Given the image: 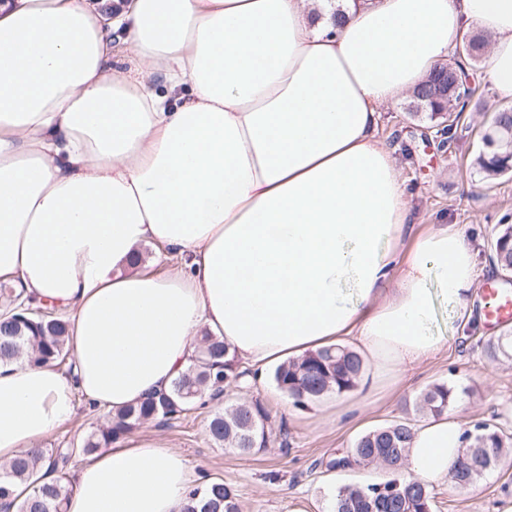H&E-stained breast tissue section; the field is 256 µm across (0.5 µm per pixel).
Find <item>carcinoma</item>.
Listing matches in <instances>:
<instances>
[{
	"mask_svg": "<svg viewBox=\"0 0 512 512\" xmlns=\"http://www.w3.org/2000/svg\"><path fill=\"white\" fill-rule=\"evenodd\" d=\"M484 40H469V50L456 53L453 61L434 69L414 91L409 112L427 113L441 126L439 132L453 139L450 118L466 107L468 94L462 90L464 67L477 61ZM512 126V107L494 114L493 134L496 143L483 145L475 165L488 178L512 171V149L502 140L501 131ZM491 259L506 273H512V224H503L492 241ZM0 302L12 312L13 319L0 323V363L21 359L30 366L62 365L70 355L67 347V323L55 311L42 319L29 310L38 304L24 296V290L0 285ZM493 359L512 356V336H500L487 346ZM363 361L359 353L346 348H326L309 352L276 367L272 381L298 408L320 400L330 392L352 390L361 374ZM244 375L237 370L235 357L224 340L206 336L195 361L173 382L171 391L151 396L116 414L109 426L91 431L77 448H58L52 452L21 454L7 464H0V503L14 512H63L69 493L67 475L74 454L91 455L110 447L139 426L157 421L166 424L198 400L210 393L214 396ZM455 390L445 383L428 388L419 400L420 410L431 415L448 412ZM268 414L258 403L237 405L214 414L208 422L210 438L242 453L262 448L261 433ZM412 435V423L393 421L359 436L350 451V459L358 464L379 462L391 467L395 477L382 482L399 483L397 493L379 495V484L363 487L343 486L333 495L332 512H427L431 507V491L423 484L402 475L405 451ZM469 440L463 460L450 471L458 487H470L486 473L497 468L506 448L502 431L486 422L476 423L467 432ZM181 512H240L234 490L216 478L194 488Z\"/></svg>",
	"mask_w": 512,
	"mask_h": 512,
	"instance_id": "1",
	"label": "carcinoma"
}]
</instances>
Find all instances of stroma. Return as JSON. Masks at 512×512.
Segmentation results:
<instances>
[{
    "mask_svg": "<svg viewBox=\"0 0 512 512\" xmlns=\"http://www.w3.org/2000/svg\"><path fill=\"white\" fill-rule=\"evenodd\" d=\"M485 62L469 68L474 93L461 114L455 139L447 148L436 141L433 122L408 112L409 99L385 108L377 135L394 156L411 196L412 220L417 224L461 225L476 253L478 277L475 303L483 301V287L495 281L512 289L508 277L490 260V245L501 225L512 224V174L490 180L474 158L491 118L504 102L481 81ZM437 325L447 338L445 350L398 380L394 388L362 417L348 419L327 395L296 408L270 377L240 380L224 388L220 401L197 403L193 410L166 424L141 425L139 434H153L182 454L203 479L219 477L237 495L242 512H330L331 499L342 486H364L389 478L382 466L331 469L327 463L349 452L356 438L402 418L423 420L417 408L421 394L436 383L454 387V412L470 422H488L512 434V358L491 360L485 344L491 338L479 318L462 321L448 306L435 308ZM267 411L265 448L241 453L214 443L207 432L210 417L240 402L241 394ZM101 418L78 404L74 418L54 430L42 445L69 448L79 444ZM433 512H502L512 498V447L500 467L485 474L467 490L452 483L431 486Z\"/></svg>",
    "mask_w": 512,
    "mask_h": 512,
    "instance_id": "35a3bbf8",
    "label": "stroma"
}]
</instances>
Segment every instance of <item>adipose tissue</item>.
Wrapping results in <instances>:
<instances>
[{
    "mask_svg": "<svg viewBox=\"0 0 512 512\" xmlns=\"http://www.w3.org/2000/svg\"><path fill=\"white\" fill-rule=\"evenodd\" d=\"M512 99V0H0V282L65 312L71 370L0 364V464L76 414L167 391L209 333L264 369L357 344L355 409L470 317L475 252L413 224L376 135L465 35ZM181 263L139 269L143 247ZM461 417L414 426L404 465L447 482ZM198 480L150 435L94 454L67 512H181Z\"/></svg>",
    "mask_w": 512,
    "mask_h": 512,
    "instance_id": "ef3b65f1",
    "label": "adipose tissue"
}]
</instances>
